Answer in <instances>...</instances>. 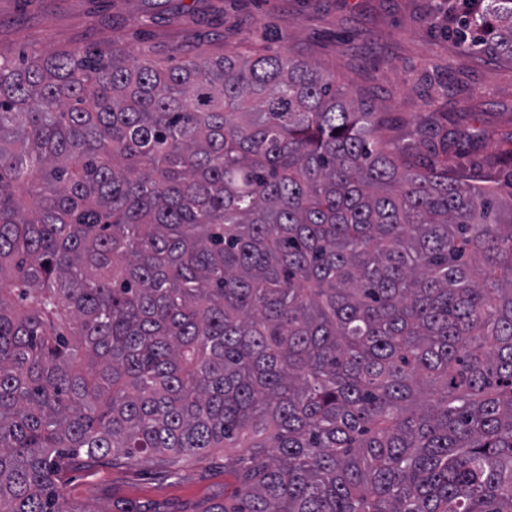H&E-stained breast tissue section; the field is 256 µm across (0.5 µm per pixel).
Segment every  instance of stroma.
I'll return each mask as SVG.
<instances>
[{
	"mask_svg": "<svg viewBox=\"0 0 512 512\" xmlns=\"http://www.w3.org/2000/svg\"><path fill=\"white\" fill-rule=\"evenodd\" d=\"M447 0H0V50L28 54L120 45L130 55L215 57L286 50L318 64L413 139L434 112L512 134V56L465 51L448 34ZM82 512H191L224 499V451L169 474L154 459L71 472Z\"/></svg>",
	"mask_w": 512,
	"mask_h": 512,
	"instance_id": "obj_1",
	"label": "stroma"
}]
</instances>
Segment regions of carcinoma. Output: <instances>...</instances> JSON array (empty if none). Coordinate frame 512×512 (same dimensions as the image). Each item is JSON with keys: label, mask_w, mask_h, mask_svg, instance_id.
Returning a JSON list of instances; mask_svg holds the SVG:
<instances>
[{"label": "carcinoma", "mask_w": 512, "mask_h": 512, "mask_svg": "<svg viewBox=\"0 0 512 512\" xmlns=\"http://www.w3.org/2000/svg\"><path fill=\"white\" fill-rule=\"evenodd\" d=\"M212 448L200 512H512V191L289 53L0 55V512Z\"/></svg>", "instance_id": "1"}]
</instances>
